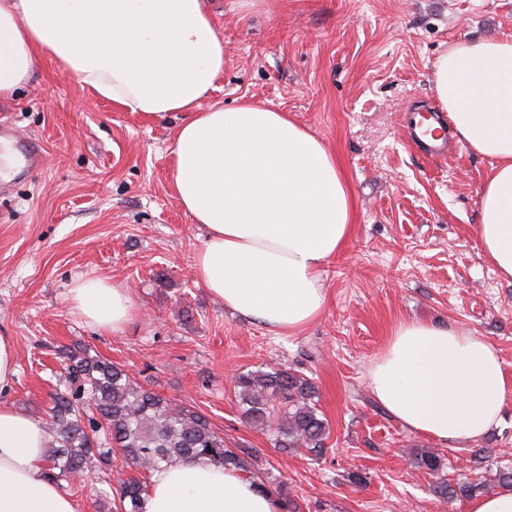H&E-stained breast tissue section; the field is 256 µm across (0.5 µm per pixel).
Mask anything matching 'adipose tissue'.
<instances>
[{"instance_id":"1","label":"adipose tissue","mask_w":512,"mask_h":512,"mask_svg":"<svg viewBox=\"0 0 512 512\" xmlns=\"http://www.w3.org/2000/svg\"><path fill=\"white\" fill-rule=\"evenodd\" d=\"M45 55L103 99L164 118L189 113L170 146L175 197L205 229L193 274L214 298L274 333L322 315L323 268L354 222L346 178L326 144L287 113L245 101L208 105L224 75L209 0H0V100ZM434 90L458 138L489 161L475 228L501 279L512 280V41H461L434 64ZM73 308L119 332L135 315L129 288L76 280ZM374 399L411 431L451 445L481 438L512 398L497 349L474 332L400 322L368 371ZM42 420L0 408V512H76L42 468ZM141 512H279L243 472L187 460L153 475Z\"/></svg>"}]
</instances>
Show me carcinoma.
<instances>
[{"instance_id": "1", "label": "carcinoma", "mask_w": 512, "mask_h": 512, "mask_svg": "<svg viewBox=\"0 0 512 512\" xmlns=\"http://www.w3.org/2000/svg\"><path fill=\"white\" fill-rule=\"evenodd\" d=\"M70 361L64 389L51 397L45 422L47 459L44 473L71 483L96 464L109 465L118 454L137 470L153 475L184 459L247 471V461L226 448L224 437L208 418L134 381L121 366L100 358L62 350ZM235 389L247 423L270 431L275 447L326 452L328 421L317 408V388L303 372L291 368L247 371L236 376ZM492 487L512 489V467L498 466L473 481L433 485L437 496L454 501L478 496ZM147 485L131 479L120 485L117 512H136Z\"/></svg>"}]
</instances>
